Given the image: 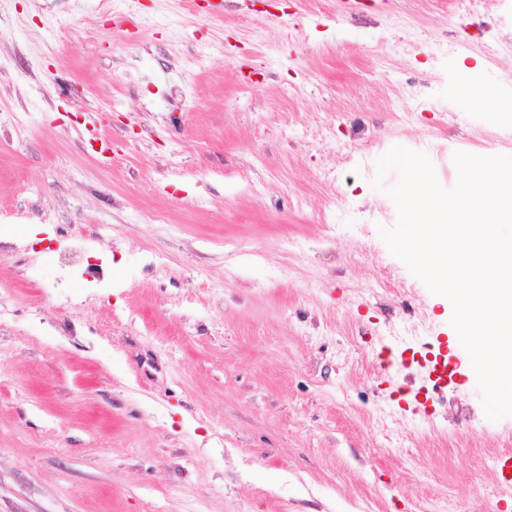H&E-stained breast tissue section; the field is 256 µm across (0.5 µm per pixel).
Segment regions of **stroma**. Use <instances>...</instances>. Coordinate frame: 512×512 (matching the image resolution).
<instances>
[{"mask_svg":"<svg viewBox=\"0 0 512 512\" xmlns=\"http://www.w3.org/2000/svg\"><path fill=\"white\" fill-rule=\"evenodd\" d=\"M209 2L0 0V512H512L377 168L512 153L500 0ZM428 378L435 383V385L447 386L448 382L453 379L456 374V368L451 367L445 357L441 359L436 358L435 361H430L425 364Z\"/></svg>","mask_w":512,"mask_h":512,"instance_id":"35a3bbf8","label":"stroma"}]
</instances>
